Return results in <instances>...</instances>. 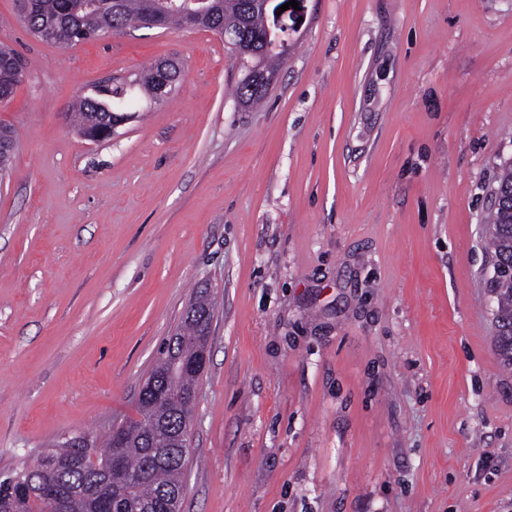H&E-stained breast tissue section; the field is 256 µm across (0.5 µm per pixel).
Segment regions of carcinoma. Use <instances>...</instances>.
Segmentation results:
<instances>
[{
  "instance_id": "obj_1",
  "label": "carcinoma",
  "mask_w": 512,
  "mask_h": 512,
  "mask_svg": "<svg viewBox=\"0 0 512 512\" xmlns=\"http://www.w3.org/2000/svg\"><path fill=\"white\" fill-rule=\"evenodd\" d=\"M164 17L161 29L185 28L183 0H157ZM28 0L26 28L36 37L73 47L85 40L107 38L131 26L150 27L148 0ZM199 30L220 36L241 31L247 36L252 54L240 66L243 77L234 97L246 112L260 103L268 92L261 78H273L286 60L284 48L265 50L264 17L248 13L243 0H211L210 12L195 24ZM161 65L156 62L130 82L100 84L78 96L69 109V119L84 137L101 141L106 130L124 123L150 105L164 100L174 87L161 91ZM21 56L14 49L0 46V100L8 99L19 79ZM14 147L12 129L0 125V169L6 167ZM497 196L488 218L486 247L494 264L512 270V162L503 164L495 180ZM496 299L494 314L497 333L495 346L503 364L512 366V273L494 271L490 280ZM174 335L183 338L177 358L188 365L209 336L199 322L185 314ZM171 343L164 344L163 362L153 367L138 399L139 418L112 426L105 435L104 451L93 458L85 447L54 448L42 454L31 466L0 480V512H52L43 491L51 483L67 495L66 512H174L181 502L183 475L188 448L181 443L186 425L178 400L198 389L199 379L190 369L172 368ZM171 396L168 410L158 413L154 392ZM122 459L125 482L113 486L107 481L105 466L110 459Z\"/></svg>"
}]
</instances>
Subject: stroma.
Segmentation results:
<instances>
[{
  "mask_svg": "<svg viewBox=\"0 0 512 512\" xmlns=\"http://www.w3.org/2000/svg\"><path fill=\"white\" fill-rule=\"evenodd\" d=\"M262 105L228 46L64 48L0 0V475L135 418L196 290L215 313L181 512H512V368L485 216L512 160V0H304ZM179 59L92 142L94 82ZM22 66L21 56L14 49L0 46V100L8 99L20 80L17 77L18 68Z\"/></svg>",
  "mask_w": 512,
  "mask_h": 512,
  "instance_id": "35a3bbf8",
  "label": "stroma"
}]
</instances>
